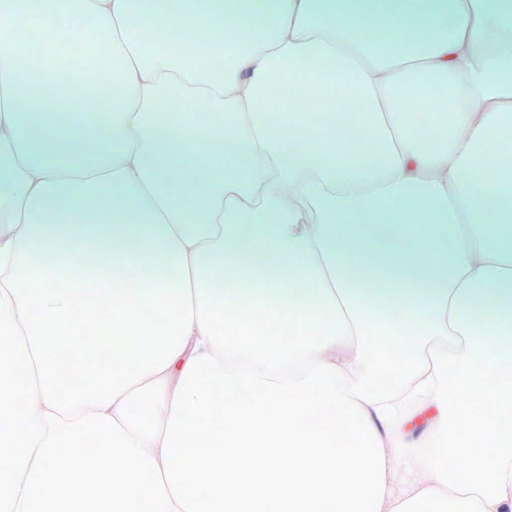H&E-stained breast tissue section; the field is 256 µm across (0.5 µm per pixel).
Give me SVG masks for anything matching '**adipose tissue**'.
<instances>
[{
	"instance_id": "ef3b65f1",
	"label": "adipose tissue",
	"mask_w": 512,
	"mask_h": 512,
	"mask_svg": "<svg viewBox=\"0 0 512 512\" xmlns=\"http://www.w3.org/2000/svg\"><path fill=\"white\" fill-rule=\"evenodd\" d=\"M73 17L110 72L63 75ZM0 30V277L192 292L147 444L176 512H512V425L468 404L512 410V0H0ZM42 83L112 93L89 121ZM301 90L363 101L372 158Z\"/></svg>"
}]
</instances>
